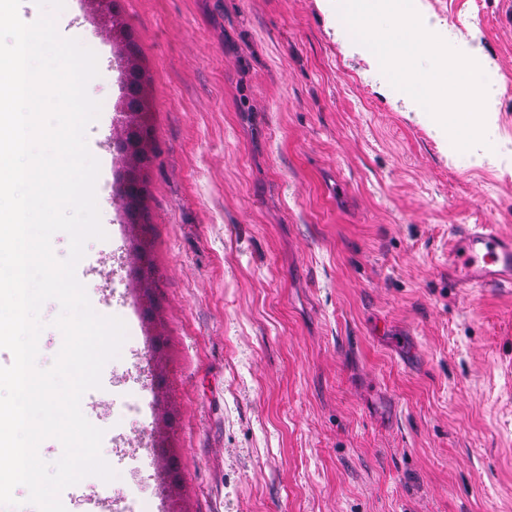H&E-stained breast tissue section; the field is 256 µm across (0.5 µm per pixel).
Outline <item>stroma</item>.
Returning a JSON list of instances; mask_svg holds the SVG:
<instances>
[{"mask_svg": "<svg viewBox=\"0 0 512 512\" xmlns=\"http://www.w3.org/2000/svg\"><path fill=\"white\" fill-rule=\"evenodd\" d=\"M422 2L475 27L512 138V0ZM120 3L156 146L138 237L116 194L125 43L93 0L63 8L101 104L107 237L79 280L127 329L81 399L116 477L65 488L66 512H512V291L448 278L454 226L512 234V172L449 159L318 0Z\"/></svg>", "mask_w": 512, "mask_h": 512, "instance_id": "stroma-1", "label": "stroma"}]
</instances>
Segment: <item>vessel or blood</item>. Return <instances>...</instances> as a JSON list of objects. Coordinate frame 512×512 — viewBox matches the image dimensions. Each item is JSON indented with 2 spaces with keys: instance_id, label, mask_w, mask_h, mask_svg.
Masks as SVG:
<instances>
[{
  "instance_id": "1",
  "label": "vessel or blood",
  "mask_w": 512,
  "mask_h": 512,
  "mask_svg": "<svg viewBox=\"0 0 512 512\" xmlns=\"http://www.w3.org/2000/svg\"><path fill=\"white\" fill-rule=\"evenodd\" d=\"M448 269L463 288H512V236L494 224H475L455 233Z\"/></svg>"
}]
</instances>
